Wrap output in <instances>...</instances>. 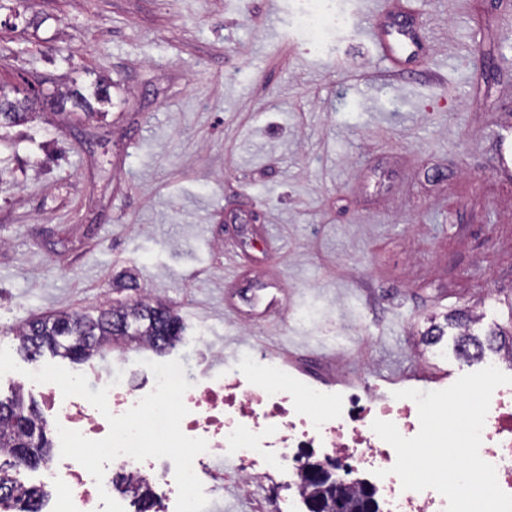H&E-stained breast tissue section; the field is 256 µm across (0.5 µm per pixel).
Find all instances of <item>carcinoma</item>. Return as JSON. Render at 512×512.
Instances as JSON below:
<instances>
[{"instance_id": "carcinoma-1", "label": "carcinoma", "mask_w": 512, "mask_h": 512, "mask_svg": "<svg viewBox=\"0 0 512 512\" xmlns=\"http://www.w3.org/2000/svg\"><path fill=\"white\" fill-rule=\"evenodd\" d=\"M20 112L0 113V127H14L26 123L29 113L27 105L21 103ZM471 318L456 321L461 329L457 339V350L465 356L479 357L485 347L512 349V337L497 332L487 334L480 340L470 333ZM182 330L179 318L166 305L136 301L132 304L109 307L100 311L97 317L78 313H61L38 317L17 328L21 349L33 357L49 350L72 361H85L101 345L114 343L120 339L149 343L153 349L163 351L171 344L168 337L180 335ZM25 413L24 424L13 423L10 417L0 415V483L11 485V495L7 498L9 507L17 512H42L44 494L30 487L17 491L18 480L13 474L15 462L29 468H37L48 459L52 441L47 436L46 423L34 404L26 402L24 394L16 391L7 400H0V412Z\"/></svg>"}]
</instances>
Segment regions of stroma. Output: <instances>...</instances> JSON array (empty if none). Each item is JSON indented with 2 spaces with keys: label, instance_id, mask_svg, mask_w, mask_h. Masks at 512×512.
<instances>
[{
  "label": "stroma",
  "instance_id": "stroma-1",
  "mask_svg": "<svg viewBox=\"0 0 512 512\" xmlns=\"http://www.w3.org/2000/svg\"><path fill=\"white\" fill-rule=\"evenodd\" d=\"M397 0H12L0 86L110 98L44 106L0 133V347L56 312L162 300L183 329L143 359L259 349L303 381L341 360L376 393L477 371L455 326L512 323V0H411L423 53L395 68L366 35ZM349 23L336 28L335 15ZM203 512H273L231 462Z\"/></svg>",
  "mask_w": 512,
  "mask_h": 512
}]
</instances>
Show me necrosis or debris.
<instances>
[{
  "instance_id": "obj_1",
  "label": "necrosis or debris",
  "mask_w": 512,
  "mask_h": 512,
  "mask_svg": "<svg viewBox=\"0 0 512 512\" xmlns=\"http://www.w3.org/2000/svg\"><path fill=\"white\" fill-rule=\"evenodd\" d=\"M42 405L53 423L97 440L109 432L108 414L125 413L147 394L145 388L122 378L108 394V413L86 399L64 397L52 383L40 386ZM188 409L182 432L207 442L193 469L205 495H213L218 473L211 461H234L243 492L257 486L272 493L278 512H299L306 491L300 463L306 453L324 461L366 473V485L380 496L386 512H446L447 501L437 491H406L391 469L396 452L372 429L375 420L393 422L406 437L420 428L418 409L409 399L383 398L356 384L331 392L318 384H302L288 377L271 359L246 352L227 361L221 381L192 385L183 397ZM481 457L496 468L499 487L512 494V385L495 389L482 431ZM102 483H95L77 461L53 455L38 475L52 499L45 512H103L100 492L116 501L124 496L112 484V472L131 479L151 480L162 494L159 512H176L175 469L168 459L138 461L121 456L105 464ZM386 477H377V470Z\"/></svg>"
}]
</instances>
